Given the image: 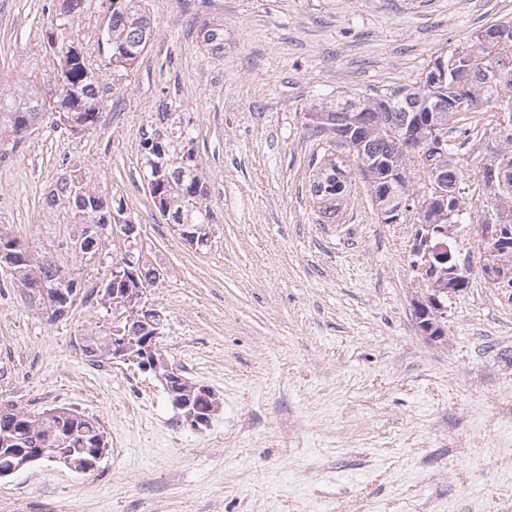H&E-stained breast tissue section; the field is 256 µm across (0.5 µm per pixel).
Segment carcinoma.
<instances>
[{"label": "carcinoma", "mask_w": 512, "mask_h": 512, "mask_svg": "<svg viewBox=\"0 0 512 512\" xmlns=\"http://www.w3.org/2000/svg\"><path fill=\"white\" fill-rule=\"evenodd\" d=\"M86 0H58L56 22L45 32L44 41L59 48V68L53 78L40 79L33 73L20 78L15 87L0 90V162L7 152L15 150L43 122L46 115L59 113V124L78 135L92 129L99 120L103 101L101 85L83 56H70L71 45L82 42L79 16ZM103 39L99 44L105 66L112 72H127L148 47L153 29L143 0H121L111 5ZM509 30L511 34L495 42L488 40L494 32ZM200 38L209 47L224 45L221 24H205ZM444 62L445 82L436 83L430 76ZM497 67L500 76L491 80L490 68ZM512 113V19L498 20L475 33L448 52L435 56L427 64L425 78L416 87L400 85L372 95L336 102L315 112L310 123L312 132L328 137L332 153L318 162L310 181L314 203L324 212L336 211V201L348 191V168L352 167L368 185L378 213L408 210L410 200L408 170L425 167L424 152L429 137L436 134L448 141V204L421 194L418 204L425 205V220L431 224H470V201L479 196L493 201L500 220L512 224V123L502 128L496 122L494 108ZM358 114V125L346 121V113ZM462 142H457V139ZM471 143L481 147L483 158L464 170L455 159L458 147ZM139 146L148 157L150 192L157 210H170L169 217L184 224L206 225L202 211L191 206L197 194L196 178L183 174L179 166H167L166 150L148 130H141ZM346 149L348 160H336L334 150ZM504 173L506 189L491 191L481 185L491 168ZM50 208L64 207L75 224H116L128 220L124 199L100 194L81 170L64 168L55 188L46 199ZM14 279L25 284L35 280L47 288H58L70 294L77 277L64 280L61 266L40 260L25 252L16 259ZM152 270L136 281L107 279L109 292L101 295L104 308L112 307V289L131 298L135 289L155 281ZM182 399L189 410L203 415L215 410L213 404L198 395L199 385L182 383ZM32 416L22 412L11 401H0V448L17 451L45 452L52 458L59 450L73 460H86L102 448H110L104 427L96 419L65 408L45 428L31 427Z\"/></svg>", "instance_id": "cac0c4a2"}]
</instances>
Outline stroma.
Masks as SVG:
<instances>
[{"label":"stroma","mask_w":512,"mask_h":512,"mask_svg":"<svg viewBox=\"0 0 512 512\" xmlns=\"http://www.w3.org/2000/svg\"><path fill=\"white\" fill-rule=\"evenodd\" d=\"M56 0H0V81L51 74L42 34ZM153 39L124 75L98 43L109 0L81 16L99 65L96 126L43 123L0 165V227L82 280L88 300L61 320L0 270V399L30 414L64 407L119 439L79 474L36 462L0 480V512H512V288L471 273L448 300L445 344L421 336L410 248L414 214L382 223L361 179L333 218L309 195L324 144L306 113L419 81L430 61L512 17V0H146ZM224 26V46L200 28ZM152 128L172 161L192 154L207 188L209 241L187 245L155 208L139 150ZM80 167L123 197L137 249L160 271L148 300L161 350L208 386V426L177 425L161 383L96 363L83 337L111 333L92 298L124 252L82 258L81 225L44 200ZM50 474L36 484L34 472Z\"/></svg>","instance_id":"1"}]
</instances>
